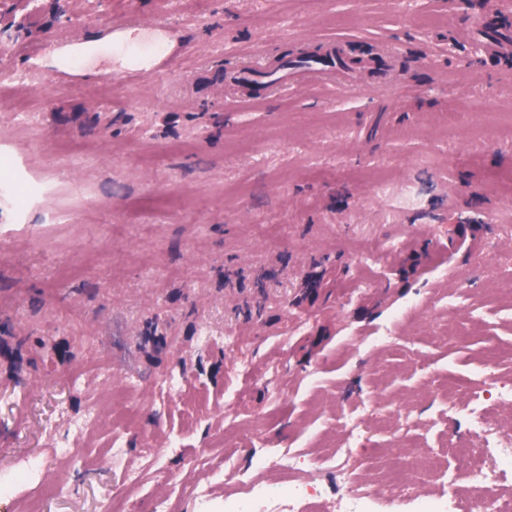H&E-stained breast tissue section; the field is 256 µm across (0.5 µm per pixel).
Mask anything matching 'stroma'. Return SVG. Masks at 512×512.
I'll use <instances>...</instances> for the list:
<instances>
[{
	"label": "stroma",
	"instance_id": "1",
	"mask_svg": "<svg viewBox=\"0 0 512 512\" xmlns=\"http://www.w3.org/2000/svg\"><path fill=\"white\" fill-rule=\"evenodd\" d=\"M489 9L0 0V512H197L236 494L225 458L316 456L359 405L366 484L401 405L407 440L465 435L438 380L512 373V300L487 293L512 279V136L474 134L512 113V69L458 35ZM130 24L131 49L113 39ZM324 38L393 56L394 78L225 98L226 69ZM451 112L470 136L449 138ZM148 194L182 204L136 206ZM445 328L459 338L434 344ZM116 370L139 391L118 464ZM174 370L170 399L155 385Z\"/></svg>",
	"mask_w": 512,
	"mask_h": 512
}]
</instances>
